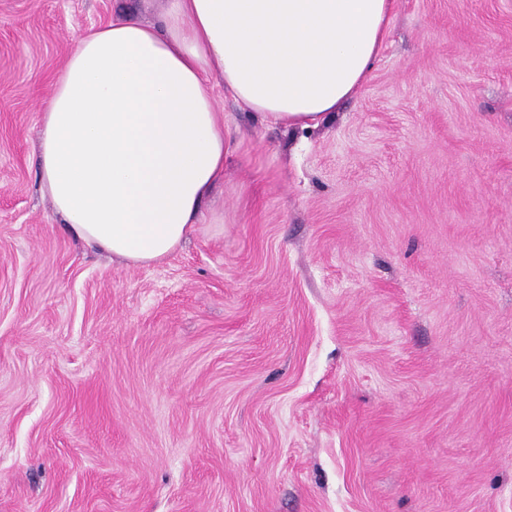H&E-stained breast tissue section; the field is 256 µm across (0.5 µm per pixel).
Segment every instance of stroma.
<instances>
[{"mask_svg": "<svg viewBox=\"0 0 512 512\" xmlns=\"http://www.w3.org/2000/svg\"><path fill=\"white\" fill-rule=\"evenodd\" d=\"M166 9L0 0V512H512V0H395L315 128L215 88L224 175L133 266L53 216L39 103Z\"/></svg>", "mask_w": 512, "mask_h": 512, "instance_id": "stroma-1", "label": "stroma"}]
</instances>
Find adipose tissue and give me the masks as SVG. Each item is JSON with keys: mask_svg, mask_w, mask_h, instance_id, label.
<instances>
[{"mask_svg": "<svg viewBox=\"0 0 512 512\" xmlns=\"http://www.w3.org/2000/svg\"><path fill=\"white\" fill-rule=\"evenodd\" d=\"M394 0H169L79 37L42 108V186L69 231L125 263L163 261L224 172L214 87L262 121H331L378 59Z\"/></svg>", "mask_w": 512, "mask_h": 512, "instance_id": "adipose-tissue-1", "label": "adipose tissue"}]
</instances>
